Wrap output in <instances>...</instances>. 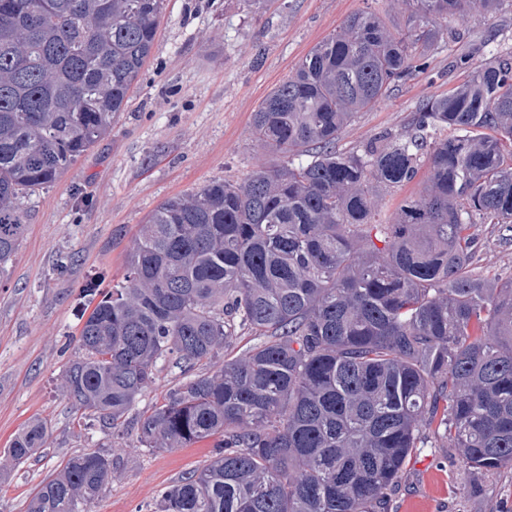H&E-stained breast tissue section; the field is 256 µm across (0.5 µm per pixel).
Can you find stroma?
<instances>
[{"instance_id": "obj_1", "label": "stroma", "mask_w": 512, "mask_h": 512, "mask_svg": "<svg viewBox=\"0 0 512 512\" xmlns=\"http://www.w3.org/2000/svg\"><path fill=\"white\" fill-rule=\"evenodd\" d=\"M372 10L402 23L400 0H165L152 53L112 131L54 183L22 199L26 230L0 267V460L31 421L47 426L33 459L0 472V512H27L41 481L69 458L119 449L116 470L90 512H155L164 491L202 468L208 445L151 451L137 445L133 419L152 413L188 380L159 364L120 432L77 410L64 388L79 354L82 290L120 284L144 218L170 197L210 182H243L277 158L257 146L251 114L297 63L351 14ZM450 38L423 70L341 129L336 148L360 152L381 135L404 139L427 99L496 58L512 55V0L491 16L448 22ZM476 267L512 278V243L495 224L471 228ZM385 512H512V473L476 478L453 448L415 452L388 491Z\"/></svg>"}]
</instances>
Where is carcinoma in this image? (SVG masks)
I'll return each mask as SVG.
<instances>
[{"mask_svg":"<svg viewBox=\"0 0 512 512\" xmlns=\"http://www.w3.org/2000/svg\"><path fill=\"white\" fill-rule=\"evenodd\" d=\"M400 2L403 25L350 15L253 112L255 142L279 163L146 216L123 281L83 323L65 386L114 430L158 364L190 370L244 332L260 338L137 421L143 448L213 440L155 512H381L431 435L478 475L512 471V279L469 270L471 225L512 232V57L422 103L410 137L336 151L343 126L441 47L448 19L501 0ZM163 10L0 0V265L24 234L21 199L126 111ZM438 128L453 135L428 141ZM426 147L427 186L375 223L382 190L411 182ZM46 435L22 429L13 465ZM114 470L106 452L72 457L27 512H89Z\"/></svg>","mask_w":512,"mask_h":512,"instance_id":"cac0c4a2","label":"carcinoma"}]
</instances>
